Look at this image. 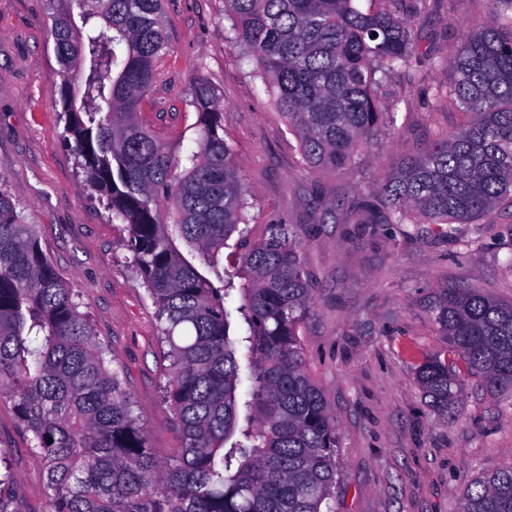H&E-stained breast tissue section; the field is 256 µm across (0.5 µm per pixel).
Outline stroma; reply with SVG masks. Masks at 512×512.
Wrapping results in <instances>:
<instances>
[{"instance_id": "35a3bbf8", "label": "stroma", "mask_w": 512, "mask_h": 512, "mask_svg": "<svg viewBox=\"0 0 512 512\" xmlns=\"http://www.w3.org/2000/svg\"><path fill=\"white\" fill-rule=\"evenodd\" d=\"M167 53L142 114L169 144L194 136L190 88L207 78L224 101V138L253 194L254 234L296 225L315 310L302 328L312 378L336 415V512H455L458 492L482 471L512 465V404L467 381L456 416L433 412L414 371L445 354L426 311L439 286L459 283L512 300V204L484 224L358 230L356 207L385 170L424 151L466 121L447 93L455 61L499 0H430L411 16L418 52L384 84L393 125L351 168L310 177L298 142L253 76L247 50L231 41L224 0H165ZM47 0H0V181L37 224L39 241L78 294L95 333L112 347L150 445L168 457L183 445L162 387L169 362L155 307L137 282L124 225L91 201L63 142L62 70L49 35ZM334 203L325 217L315 198ZM0 456L14 474L8 512H43L44 465L9 398H0Z\"/></svg>"}]
</instances>
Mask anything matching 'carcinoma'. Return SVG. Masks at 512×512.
I'll use <instances>...</instances> for the list:
<instances>
[{"label":"carcinoma","instance_id":"carcinoma-1","mask_svg":"<svg viewBox=\"0 0 512 512\" xmlns=\"http://www.w3.org/2000/svg\"><path fill=\"white\" fill-rule=\"evenodd\" d=\"M366 2L224 0L235 43L313 172L356 163L393 123L377 85L415 57L403 0ZM49 4L63 140L85 189L127 228L184 444L156 457L121 364L0 187V397L44 463L45 512H335L336 420L301 343L314 300L300 241L282 223L252 238V192L217 89L193 82L194 146L172 150L141 117L167 49L163 0ZM457 74L449 95L469 120L390 170L356 223L432 224L446 236L512 200V14L479 26ZM428 311L448 340V357L416 371L429 405L453 408L463 371L512 397V303L444 284ZM457 512H512V466L462 488Z\"/></svg>","mask_w":512,"mask_h":512}]
</instances>
